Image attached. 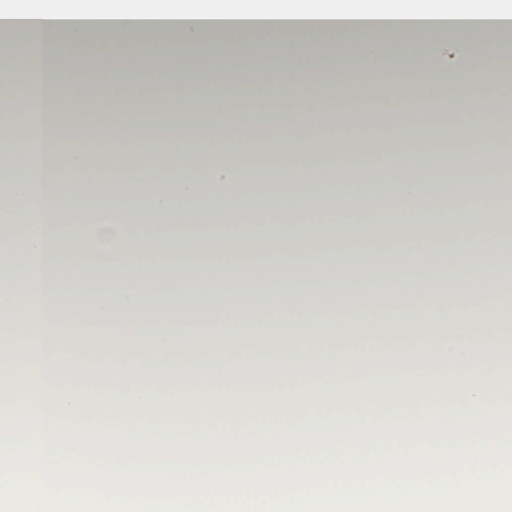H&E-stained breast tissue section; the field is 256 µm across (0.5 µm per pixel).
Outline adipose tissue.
<instances>
[{"mask_svg": "<svg viewBox=\"0 0 512 512\" xmlns=\"http://www.w3.org/2000/svg\"><path fill=\"white\" fill-rule=\"evenodd\" d=\"M141 30L170 35L166 68L195 72L203 93L190 111L147 127L117 123L87 99L61 100L57 86L33 80L20 99L39 100V112L17 115L0 140L9 151L0 197L15 203L0 215V272L11 280L15 313L0 324V367L14 366L18 352L27 357L0 405L33 413L23 437L44 452L60 451L69 426L79 452H129L160 439L169 451L195 452L227 440L246 447L256 435L308 447L330 437L341 447L352 431L377 442L380 416L395 407L403 440H423L450 381L461 421L484 414V368L512 356V336L502 333L512 303L499 288L512 267L471 256L512 238V147L495 124L479 148L470 126H455L449 148L462 174L438 178L441 152L425 118L494 112L512 99V81L455 63L490 43L512 45V0H15L0 9L9 44H38L54 69L72 74L96 58L106 86L120 85L124 69L113 53ZM258 36L282 58L345 65L358 57L381 67L395 56L402 75L388 98L369 102L310 68L223 71L197 52L211 43L249 47ZM99 44L109 53L92 55ZM227 84L249 91L250 119L216 111ZM271 88L296 98L312 131L304 142L271 137L296 115L270 113ZM353 131L369 135L362 153L388 160L386 190L360 165L329 183L324 161L352 153ZM89 164L103 198L137 186V223L162 235L134 237L121 211L85 239L73 216L91 209L82 177ZM243 194L259 211L342 215L373 204L383 221L366 233L343 225L332 237L303 224L238 225ZM432 194L491 198L496 219L480 224L466 209L446 224L416 216L415 201ZM302 265L322 277L302 279ZM366 268L375 276H363ZM475 282L498 305L469 303ZM366 300L381 315L367 323L364 342L339 335L335 321L297 316L322 304L342 318ZM271 310L278 322L268 321ZM447 314L448 337L432 341ZM389 317L406 321L410 342L379 334ZM109 346L118 357L104 358ZM93 409L107 423L91 436L81 420Z\"/></svg>", "mask_w": 512, "mask_h": 512, "instance_id": "1", "label": "adipose tissue"}]
</instances>
